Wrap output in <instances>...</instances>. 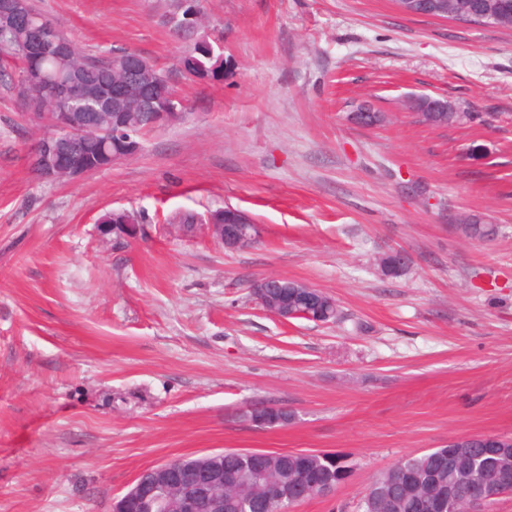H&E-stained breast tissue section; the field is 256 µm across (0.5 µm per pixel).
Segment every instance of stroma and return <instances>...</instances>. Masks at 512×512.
Listing matches in <instances>:
<instances>
[{
  "label": "stroma",
  "instance_id": "obj_1",
  "mask_svg": "<svg viewBox=\"0 0 512 512\" xmlns=\"http://www.w3.org/2000/svg\"><path fill=\"white\" fill-rule=\"evenodd\" d=\"M88 54L135 50L185 117L140 153L45 182L41 135L0 71V512H112L146 468L224 450L342 453L357 512L400 458L512 435V29L401 14L393 0H205L223 81L186 78L165 0H33ZM460 119L419 122L410 98ZM384 115L355 124L361 103ZM232 206L228 251L167 218ZM142 214L115 244L96 221ZM494 225L465 237L461 218ZM408 262L396 276L380 260ZM280 276L333 296L337 324L284 322L251 295ZM295 419L260 428L254 405Z\"/></svg>",
  "mask_w": 512,
  "mask_h": 512
}]
</instances>
